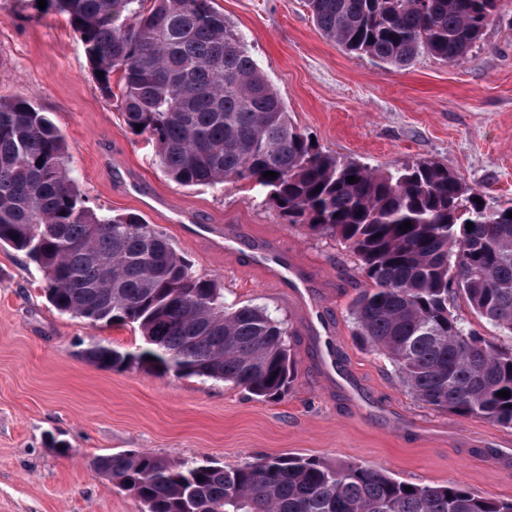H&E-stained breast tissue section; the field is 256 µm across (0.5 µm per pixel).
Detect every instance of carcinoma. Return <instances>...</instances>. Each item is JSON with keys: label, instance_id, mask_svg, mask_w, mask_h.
I'll return each instance as SVG.
<instances>
[{"label": "carcinoma", "instance_id": "obj_1", "mask_svg": "<svg viewBox=\"0 0 512 512\" xmlns=\"http://www.w3.org/2000/svg\"><path fill=\"white\" fill-rule=\"evenodd\" d=\"M213 2L46 8L68 16L93 73L103 72L101 91L119 101L131 131L142 125L167 176L186 187L249 180L288 223L342 240L366 278L352 307L362 344L390 360L420 403L512 427V396L497 395L512 393V207L478 204L474 189L434 162L379 172L311 144ZM307 2L326 38L401 68L422 51L462 62L504 0ZM65 155L46 113L0 99V245L37 266L60 313L132 325L147 344L132 353L92 343L83 357L103 369L229 382L263 400L284 395L294 363L282 324L259 306L225 305L223 289L141 216L86 206ZM457 294L496 334L451 311ZM95 469L147 512H512V499L478 497L459 482L410 485L369 465L311 457L224 468L127 452L98 458Z\"/></svg>", "mask_w": 512, "mask_h": 512}]
</instances>
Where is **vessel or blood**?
Masks as SVG:
<instances>
[{"label":"vessel or blood","mask_w":512,"mask_h":512,"mask_svg":"<svg viewBox=\"0 0 512 512\" xmlns=\"http://www.w3.org/2000/svg\"><path fill=\"white\" fill-rule=\"evenodd\" d=\"M130 187L141 197L150 210L162 214L166 221L178 224L185 238L204 241L216 255H237L249 251L262 266L275 287L281 288L295 303L310 332L316 336H329L334 332L332 324L322 316L313 298V285L296 266L287 252L278 245L264 242H248L240 232L224 224L201 223L198 214L190 209L176 207L169 197L148 189L137 175H129Z\"/></svg>","instance_id":"1"}]
</instances>
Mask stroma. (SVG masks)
<instances>
[{
    "label": "stroma",
    "instance_id": "obj_1",
    "mask_svg": "<svg viewBox=\"0 0 512 512\" xmlns=\"http://www.w3.org/2000/svg\"><path fill=\"white\" fill-rule=\"evenodd\" d=\"M245 36L292 121L325 152L386 170L433 161L456 173L492 209L512 206V0L466 59L423 53L389 68L325 38L306 0H214ZM0 97L26 98L64 137L70 174L95 211L137 213L123 180L237 227L276 238L314 284L336 326V369L287 298L247 257L213 255L177 225L148 223L214 279L226 304L267 308L287 330L292 387L278 401L175 372L99 368L82 356L94 341L144 347L139 329L92 326L58 312L41 272L0 247V512H146L95 472L96 458L144 451L175 461L234 467L255 456L297 455L371 465L415 485L460 482L477 496L512 499V427L436 411L415 400L391 362L355 336L352 303L365 282L342 241L286 223L247 181L185 187L164 172L151 143L100 91L66 16L37 0H0ZM65 441L66 453L50 446Z\"/></svg>",
    "mask_w": 512,
    "mask_h": 512
}]
</instances>
